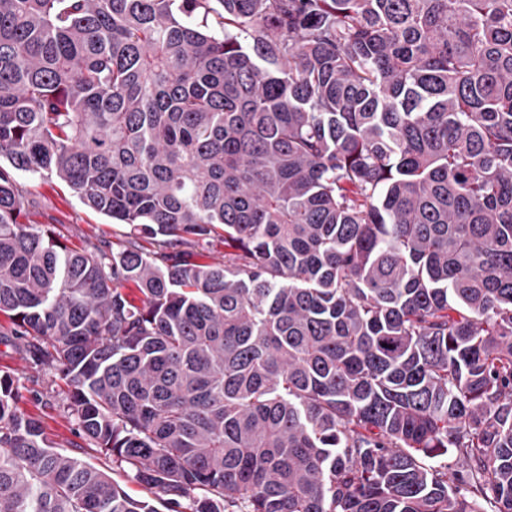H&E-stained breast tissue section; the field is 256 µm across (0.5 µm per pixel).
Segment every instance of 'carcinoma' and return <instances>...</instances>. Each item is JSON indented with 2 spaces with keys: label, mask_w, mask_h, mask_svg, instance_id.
<instances>
[{
  "label": "carcinoma",
  "mask_w": 512,
  "mask_h": 512,
  "mask_svg": "<svg viewBox=\"0 0 512 512\" xmlns=\"http://www.w3.org/2000/svg\"><path fill=\"white\" fill-rule=\"evenodd\" d=\"M0 314L173 509L512 512V0H0ZM0 512L157 510L3 374ZM18 181L33 199L22 219L25 224H50L62 241L76 248L94 250L106 244L115 252L126 245L123 224H112V220L86 208L56 177L20 175Z\"/></svg>",
  "instance_id": "cac0c4a2"
}]
</instances>
